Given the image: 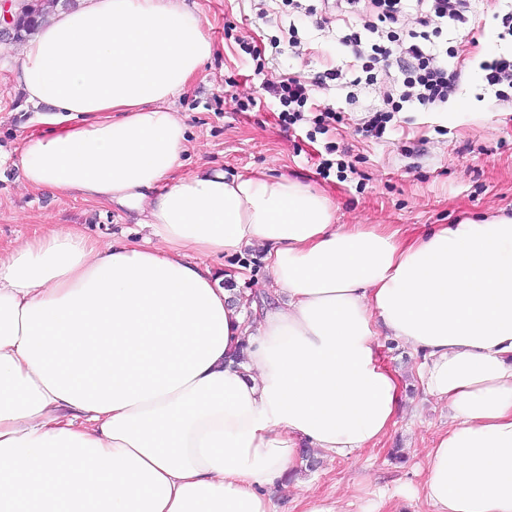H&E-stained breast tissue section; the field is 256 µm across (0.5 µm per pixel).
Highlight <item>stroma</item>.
Masks as SVG:
<instances>
[{
    "instance_id": "1",
    "label": "stroma",
    "mask_w": 512,
    "mask_h": 512,
    "mask_svg": "<svg viewBox=\"0 0 512 512\" xmlns=\"http://www.w3.org/2000/svg\"><path fill=\"white\" fill-rule=\"evenodd\" d=\"M184 0L201 20L214 53L192 85L174 103L188 146L176 176L223 171L225 176L263 172L309 185L327 196L340 224H382L413 240L435 224L489 213H512V90L499 100L483 78L484 60L512 56V37L503 36L502 16L512 0H474L463 21L450 23L431 48L449 70L462 74L446 107L433 112L404 103L383 138L357 135L368 110L380 107L384 89L401 91L405 75L397 63L380 70L377 82L360 77L351 47L341 36L361 28L352 12L335 14L325 0ZM296 37H289V29ZM265 46L266 64L255 74L239 37ZM20 45H0V244L29 237L37 224H78L102 244L135 242L147 235L144 214L117 205L25 189L20 149L40 131L38 110L26 100L15 61ZM340 79L317 86L319 76ZM316 86L317 104L333 108L339 120L317 132L315 112L287 127L270 86L291 76ZM248 111H240L241 102ZM334 163L319 175L320 160ZM223 287L239 289L247 302L274 307L281 298L267 289L265 249L254 245L219 258ZM384 363L404 386L396 423L376 447L359 459L314 457L299 449L300 471L310 495H342L350 512H430L419 495L425 450L448 427V410L424 393L420 363L402 342L380 337Z\"/></svg>"
}]
</instances>
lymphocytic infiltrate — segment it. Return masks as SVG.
Returning <instances> with one entry per match:
<instances>
[{
  "label": "lymphocytic infiltrate",
  "mask_w": 512,
  "mask_h": 512,
  "mask_svg": "<svg viewBox=\"0 0 512 512\" xmlns=\"http://www.w3.org/2000/svg\"><path fill=\"white\" fill-rule=\"evenodd\" d=\"M407 0H370L375 10L374 20L365 22L362 30L343 36V43L353 46L362 58V69L368 80H376L377 66L394 54L406 63V77L400 94L386 92L383 104L365 120L359 132L363 136L382 138L393 113L401 111L403 103L414 102L431 108L447 104L458 78L449 72L438 55L427 49L425 42L431 33L458 21L470 11L471 0H415V11H408ZM283 111V123L291 125L303 118V109L312 96L310 86L294 76L275 86Z\"/></svg>",
  "instance_id": "f902f5d3"
}]
</instances>
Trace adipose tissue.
Segmentation results:
<instances>
[{"mask_svg":"<svg viewBox=\"0 0 512 512\" xmlns=\"http://www.w3.org/2000/svg\"><path fill=\"white\" fill-rule=\"evenodd\" d=\"M213 52L183 0H79L17 60L46 108L27 187L139 209L150 234L43 224L0 248V512H277L301 445L355 459L393 426L382 333L450 414L424 501L512 512V216L408 242L285 176L172 179L171 102ZM254 244L284 300L250 311L208 259Z\"/></svg>","mask_w":512,"mask_h":512,"instance_id":"ef3b65f1","label":"adipose tissue"}]
</instances>
